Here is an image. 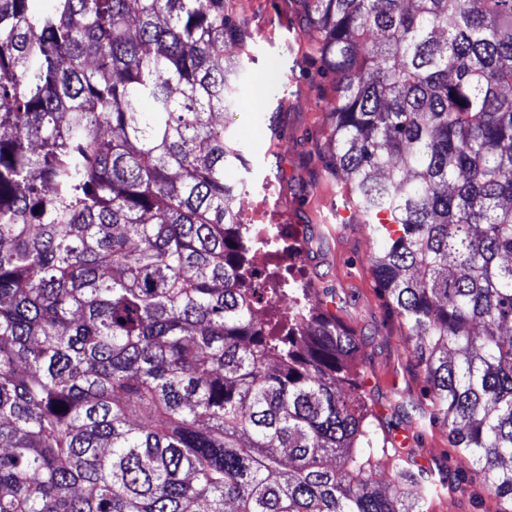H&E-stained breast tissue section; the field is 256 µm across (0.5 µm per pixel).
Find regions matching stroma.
<instances>
[{"label":"stroma","instance_id":"35a3bbf8","mask_svg":"<svg viewBox=\"0 0 512 512\" xmlns=\"http://www.w3.org/2000/svg\"><path fill=\"white\" fill-rule=\"evenodd\" d=\"M253 40L242 66L240 102L228 118L244 146L245 164L229 172L246 182V224H284L303 253L295 275L312 287L339 288L344 319L359 340L356 364L377 413L391 417L400 393L420 396L423 378L405 330L392 318L368 262L375 241L363 214L342 221L349 195L324 172L320 152L336 99L334 77L322 76L316 54L302 39V16L290 0H235ZM419 466L447 462V428L406 431Z\"/></svg>","mask_w":512,"mask_h":512}]
</instances>
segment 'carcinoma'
Instances as JSON below:
<instances>
[{
    "label": "carcinoma",
    "instance_id": "carcinoma-1",
    "mask_svg": "<svg viewBox=\"0 0 512 512\" xmlns=\"http://www.w3.org/2000/svg\"><path fill=\"white\" fill-rule=\"evenodd\" d=\"M35 2L0 0V512H512V0H296L424 374L398 408L461 484L359 392L336 289L252 269L234 0ZM402 426L396 432V440L402 441L404 435L408 436L406 442L407 450H411L415 460L421 467H434L436 465H447V456H455L453 448L448 440V428L437 426H430L428 422L424 428H418L423 431V436L416 438L418 428L403 429ZM404 431V432H403ZM444 493V511L436 512H448V507L454 512H495L499 507L497 500L492 495L481 490H479L481 504L478 506L472 503L466 495L461 497L458 494H454L452 498H449L447 489L444 490ZM450 501L455 504H450Z\"/></svg>",
    "mask_w": 512,
    "mask_h": 512
}]
</instances>
